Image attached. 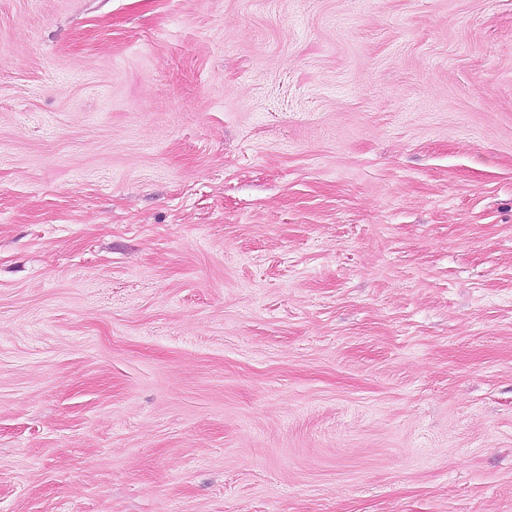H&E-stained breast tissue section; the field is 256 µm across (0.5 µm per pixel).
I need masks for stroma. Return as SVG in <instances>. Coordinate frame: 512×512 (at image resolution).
<instances>
[{"label": "stroma", "instance_id": "1", "mask_svg": "<svg viewBox=\"0 0 512 512\" xmlns=\"http://www.w3.org/2000/svg\"><path fill=\"white\" fill-rule=\"evenodd\" d=\"M0 512H512V0H0Z\"/></svg>", "mask_w": 512, "mask_h": 512}]
</instances>
